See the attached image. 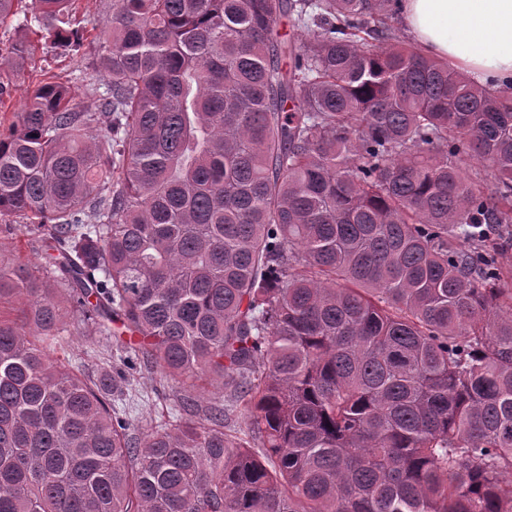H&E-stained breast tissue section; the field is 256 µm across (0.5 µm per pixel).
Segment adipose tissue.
Here are the masks:
<instances>
[{
	"label": "adipose tissue",
	"mask_w": 512,
	"mask_h": 512,
	"mask_svg": "<svg viewBox=\"0 0 512 512\" xmlns=\"http://www.w3.org/2000/svg\"><path fill=\"white\" fill-rule=\"evenodd\" d=\"M407 31L474 83H512V0H403Z\"/></svg>",
	"instance_id": "ef3b65f1"
}]
</instances>
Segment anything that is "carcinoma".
Wrapping results in <instances>:
<instances>
[{"instance_id":"cac0c4a2","label":"carcinoma","mask_w":512,"mask_h":512,"mask_svg":"<svg viewBox=\"0 0 512 512\" xmlns=\"http://www.w3.org/2000/svg\"><path fill=\"white\" fill-rule=\"evenodd\" d=\"M76 2L0 27L67 49ZM400 2L112 0L107 125L49 79L0 130L43 247L0 260V512H512V86L398 40ZM73 326L224 402L131 436L135 379L51 356Z\"/></svg>"}]
</instances>
